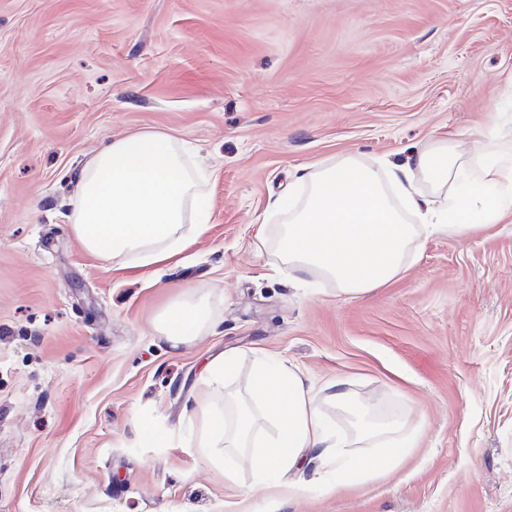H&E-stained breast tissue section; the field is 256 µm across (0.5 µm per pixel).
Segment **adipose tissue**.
Instances as JSON below:
<instances>
[{
    "label": "adipose tissue",
    "mask_w": 512,
    "mask_h": 512,
    "mask_svg": "<svg viewBox=\"0 0 512 512\" xmlns=\"http://www.w3.org/2000/svg\"><path fill=\"white\" fill-rule=\"evenodd\" d=\"M298 180L308 187L303 203L285 196L274 204L288 216L276 252L299 276L330 279L353 298L397 279L421 239L464 237L512 214V152L485 137L465 152L450 141L431 140L382 169L340 156L304 168ZM202 182L176 139L132 133L80 169L68 221L96 257L150 265L205 231ZM422 182L429 193H419ZM213 324L208 305L198 300L169 306L154 326L177 350ZM249 393L253 404L239 408L234 428L222 415L209 416L199 446L250 450L256 477L271 487L295 493L341 471L374 479L397 470L417 443L415 432L399 421L354 440L331 433L321 406L348 404L349 390L336 380L314 387L298 367L277 357L259 355ZM260 426L266 435L258 442Z\"/></svg>",
    "instance_id": "ef3b65f1"
}]
</instances>
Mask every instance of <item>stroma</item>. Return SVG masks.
I'll return each mask as SVG.
<instances>
[{
    "label": "stroma",
    "mask_w": 512,
    "mask_h": 512,
    "mask_svg": "<svg viewBox=\"0 0 512 512\" xmlns=\"http://www.w3.org/2000/svg\"><path fill=\"white\" fill-rule=\"evenodd\" d=\"M143 129L202 163L210 220L126 268L66 215L84 163ZM480 129L512 141V0H0V512H512V215L355 299L256 238L297 168ZM189 297L217 324L174 350L154 321ZM260 352L419 428L411 455L289 495L195 452ZM235 356L232 353H224V356L213 359L207 371L211 382L218 388L224 385V375L231 373L235 367Z\"/></svg>",
    "instance_id": "obj_1"
}]
</instances>
